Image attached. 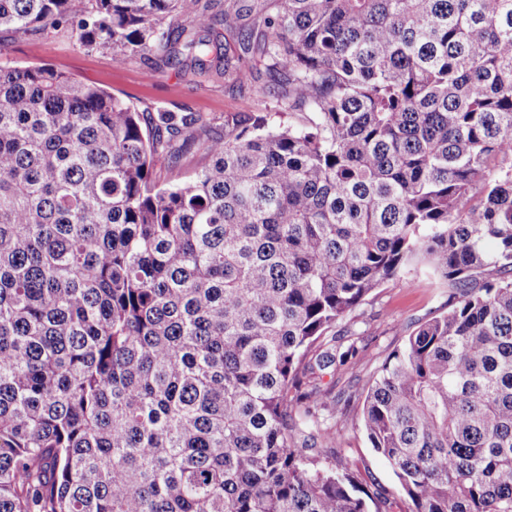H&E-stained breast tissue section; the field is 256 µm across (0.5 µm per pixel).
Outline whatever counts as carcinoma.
Masks as SVG:
<instances>
[{
	"mask_svg": "<svg viewBox=\"0 0 512 512\" xmlns=\"http://www.w3.org/2000/svg\"><path fill=\"white\" fill-rule=\"evenodd\" d=\"M57 26L306 118L214 136L0 66V512H512V0H0V32ZM420 268L448 311L361 413L398 502L334 465L315 381Z\"/></svg>",
	"mask_w": 512,
	"mask_h": 512,
	"instance_id": "obj_1",
	"label": "carcinoma"
}]
</instances>
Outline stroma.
Masks as SVG:
<instances>
[{"instance_id": "obj_1", "label": "stroma", "mask_w": 512, "mask_h": 512, "mask_svg": "<svg viewBox=\"0 0 512 512\" xmlns=\"http://www.w3.org/2000/svg\"><path fill=\"white\" fill-rule=\"evenodd\" d=\"M0 65H47L100 86L141 112H198L209 119L215 134L223 133L228 112H266L275 125H296L303 119L301 113L279 109L270 99L229 91L219 72L158 69L139 57L118 62L111 51L80 47L62 28L36 37L1 32ZM447 309L446 285L425 270L384 284L338 321L335 332L341 346L356 345L358 354L340 370L325 371L320 381L322 388L341 396L347 408L346 420L336 423L339 457L350 463L372 491L395 500L403 496L400 485L388 462L371 448L360 422L364 396L388 356L407 336Z\"/></svg>"}]
</instances>
